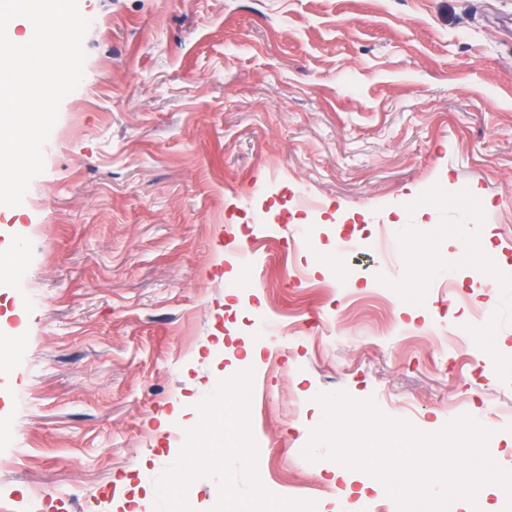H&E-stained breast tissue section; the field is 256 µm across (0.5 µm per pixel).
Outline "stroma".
<instances>
[{"instance_id":"1","label":"stroma","mask_w":512,"mask_h":512,"mask_svg":"<svg viewBox=\"0 0 512 512\" xmlns=\"http://www.w3.org/2000/svg\"><path fill=\"white\" fill-rule=\"evenodd\" d=\"M83 78L44 170L0 208V512H125L159 416L253 373L256 468L315 512H398L302 451L320 394L435 434L462 416L512 470V291L386 215L460 189L512 279V0H79ZM426 258L412 266L408 255ZM236 289L233 311L224 293Z\"/></svg>"}]
</instances>
